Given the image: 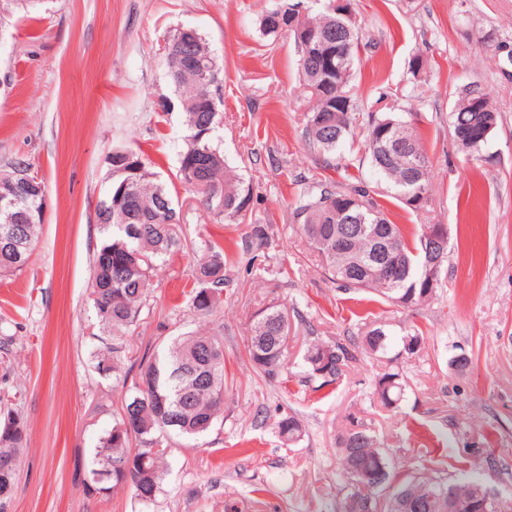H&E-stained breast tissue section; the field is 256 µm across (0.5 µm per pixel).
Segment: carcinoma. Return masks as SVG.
Segmentation results:
<instances>
[{"label":"carcinoma","mask_w":512,"mask_h":512,"mask_svg":"<svg viewBox=\"0 0 512 512\" xmlns=\"http://www.w3.org/2000/svg\"><path fill=\"white\" fill-rule=\"evenodd\" d=\"M45 0H0V28L5 17L17 9L37 8ZM322 10L310 0H273L262 14L259 30L265 37L288 31L294 42L306 31H320L334 43L348 40L351 48L338 60L340 74L333 79L340 89L318 91L324 76L323 62L304 59L298 66L303 76L302 95L311 102L304 113L305 133L310 143L332 155L362 125L371 168L394 195L412 210L430 203L429 159L406 122L390 113L357 111L350 95L354 56L362 32L352 16L341 17L325 0ZM167 77L174 97L160 100L159 107L174 103L185 116L186 135L179 156L178 175L198 196L204 213L218 223L236 224L245 217L251 201L250 187L228 165L214 135L223 122L221 110H212L213 95L221 89L223 67L206 39L193 27H180L165 40L163 51ZM203 65L207 77L198 78L194 66ZM498 113L476 84L467 86L451 113V133L459 138L471 130L483 131L497 125ZM130 153L139 159L131 172L108 168L109 188L97 207L102 246L91 272L90 296L100 328L116 343L106 352L94 354L95 369L103 376L126 378L136 372L135 394L121 407L112 428L100 438L90 462L86 486L102 495L124 486L141 503L156 500L162 491L172 436L198 438L208 433L224 413V341L209 333L173 336L169 344L125 366L122 357L125 337L134 334L147 305L157 267L183 249L182 226L177 205L162 176L148 168L142 155L120 147L113 154ZM35 179L31 167L18 161L0 172V181ZM41 197H26L15 208L16 219L0 216V275L15 274L26 266L39 239L42 224L30 222L29 212L39 207ZM294 223L322 259L327 274L347 290H370L393 304L404 301L422 306L436 298L441 285L428 290L420 286L418 271L425 261V231L414 243L399 225L386 216L385 207L362 184L339 188L333 181L317 184L294 209ZM352 232L345 251L336 250V231ZM385 231L390 247L401 265L393 284L369 273L349 278L348 265L371 256L375 237ZM228 256L223 246L211 243L193 269L189 291L191 306L203 317L213 315L224 291ZM288 314L276 306L261 310L254 320L248 342L249 360L256 372L269 380L285 368L288 334L281 333ZM361 349L384 354L389 340L384 325L374 320L365 324ZM355 347L341 341L310 345L304 362L310 376L320 380L316 389L335 386L355 359ZM376 394L387 407L398 404L404 394L400 373L385 372L377 381ZM278 435L295 442L302 435L299 421L284 417L276 422ZM26 439L24 419L7 406H0V512L14 495ZM344 451L343 477L347 512H376V495L388 492V502L401 505L428 503L426 512H443L442 502L454 494L476 495L483 479L462 473L457 477L441 472L430 475H400L388 455L381 451L375 435L366 427L349 428L340 437ZM356 470L380 475L372 484H351Z\"/></svg>","instance_id":"1"}]
</instances>
